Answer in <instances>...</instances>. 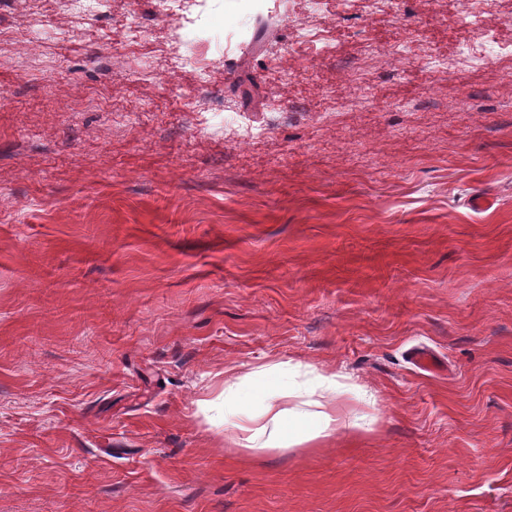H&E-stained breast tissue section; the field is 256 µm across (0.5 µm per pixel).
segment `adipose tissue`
Masks as SVG:
<instances>
[{"label": "adipose tissue", "instance_id": "1", "mask_svg": "<svg viewBox=\"0 0 512 512\" xmlns=\"http://www.w3.org/2000/svg\"><path fill=\"white\" fill-rule=\"evenodd\" d=\"M319 398L314 409L304 403L285 407V399L292 393L287 384L265 381L249 389L224 390V412L221 422L231 431L236 446L245 452L280 447L281 443L296 440L312 441L328 438L342 430L363 428L362 419L343 420L338 409L352 402H366L361 388L353 383H343L335 376L320 379ZM254 397L260 400L259 412L248 411L244 401Z\"/></svg>", "mask_w": 512, "mask_h": 512}]
</instances>
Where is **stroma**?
<instances>
[{"label":"stroma","mask_w":512,"mask_h":512,"mask_svg":"<svg viewBox=\"0 0 512 512\" xmlns=\"http://www.w3.org/2000/svg\"><path fill=\"white\" fill-rule=\"evenodd\" d=\"M468 38L511 54L512 0H0V512H512V77L435 66ZM280 364L367 429L241 451L200 404Z\"/></svg>","instance_id":"stroma-1"}]
</instances>
